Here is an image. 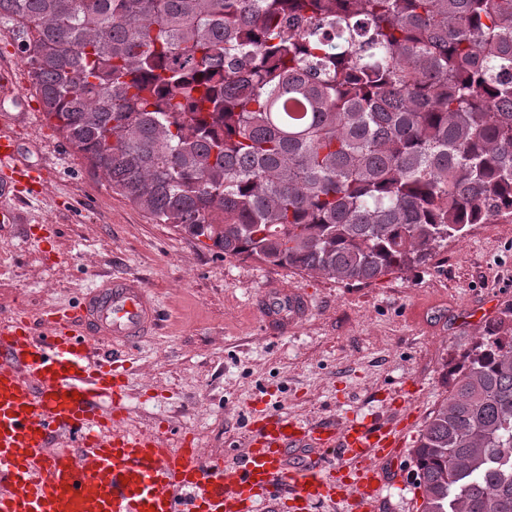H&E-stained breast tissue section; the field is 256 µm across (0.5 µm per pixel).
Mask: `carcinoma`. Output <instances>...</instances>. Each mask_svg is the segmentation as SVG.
I'll use <instances>...</instances> for the list:
<instances>
[{
	"instance_id": "carcinoma-1",
	"label": "carcinoma",
	"mask_w": 512,
	"mask_h": 512,
	"mask_svg": "<svg viewBox=\"0 0 512 512\" xmlns=\"http://www.w3.org/2000/svg\"><path fill=\"white\" fill-rule=\"evenodd\" d=\"M46 117L159 224L366 284L512 223V0H0ZM420 512H512V335L448 378Z\"/></svg>"
}]
</instances>
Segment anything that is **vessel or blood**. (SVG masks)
I'll return each instance as SVG.
<instances>
[{
    "instance_id": "1",
    "label": "vessel or blood",
    "mask_w": 512,
    "mask_h": 512,
    "mask_svg": "<svg viewBox=\"0 0 512 512\" xmlns=\"http://www.w3.org/2000/svg\"><path fill=\"white\" fill-rule=\"evenodd\" d=\"M19 142L0 133V198L40 181ZM310 309L305 294H271L261 316L287 333ZM160 308L136 275H106L75 303L38 317L0 314V512H387L386 474L411 431L401 407L385 420L315 424L252 413L235 459L204 456L190 436L171 443L125 425L123 349L147 339Z\"/></svg>"
}]
</instances>
